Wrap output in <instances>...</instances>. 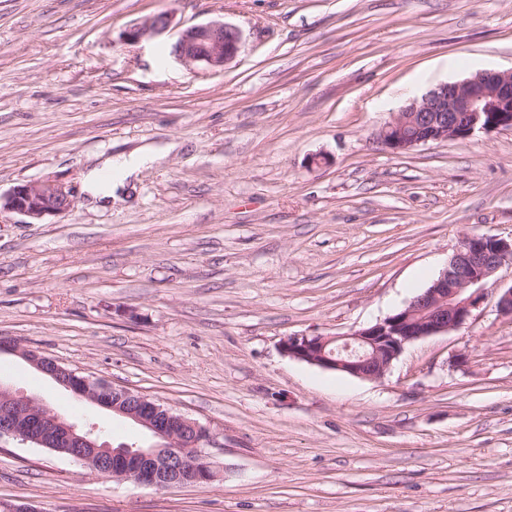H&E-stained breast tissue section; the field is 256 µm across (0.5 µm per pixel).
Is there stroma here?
<instances>
[{
    "label": "stroma",
    "mask_w": 512,
    "mask_h": 512,
    "mask_svg": "<svg viewBox=\"0 0 512 512\" xmlns=\"http://www.w3.org/2000/svg\"><path fill=\"white\" fill-rule=\"evenodd\" d=\"M171 13L164 37L125 33ZM222 20L224 69L166 44ZM512 69V0H0V338L205 427L216 473L156 490L0 439V504L37 512H512V265L469 320L378 379L288 357L403 309L464 236L512 238V131L395 154L409 98ZM179 142L125 202L85 203L101 156ZM0 383L112 444L132 423L0 353ZM73 191L52 182L26 183L9 193H0V211L8 210L38 222L48 216L69 212L74 206Z\"/></svg>",
    "instance_id": "stroma-1"
}]
</instances>
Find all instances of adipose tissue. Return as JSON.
<instances>
[{
	"mask_svg": "<svg viewBox=\"0 0 512 512\" xmlns=\"http://www.w3.org/2000/svg\"><path fill=\"white\" fill-rule=\"evenodd\" d=\"M177 142L171 141L164 146H140L130 153H122L101 161L86 175L83 190L91 207L107 208L118 201L120 192L132 185L140 172L160 162L177 149Z\"/></svg>",
	"mask_w": 512,
	"mask_h": 512,
	"instance_id": "adipose-tissue-1",
	"label": "adipose tissue"
}]
</instances>
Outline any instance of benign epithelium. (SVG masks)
<instances>
[{
    "mask_svg": "<svg viewBox=\"0 0 512 512\" xmlns=\"http://www.w3.org/2000/svg\"><path fill=\"white\" fill-rule=\"evenodd\" d=\"M171 16L161 13L129 30L128 41L167 31ZM239 29L212 20L183 29L170 54L187 66L222 69L237 56ZM512 129V70L483 71L459 82L442 83L421 100L411 102L379 132L394 153L421 144L469 137L477 131ZM73 191L52 182L26 183L0 194V211L19 213L33 222L69 212ZM512 260V240L471 234L451 257L433 285L398 313L347 336H290L283 350L290 357L361 379H377L414 341L461 327L479 307L496 272ZM12 352L80 399L131 421L151 438L147 446L105 440L94 427L86 429L34 397L13 392L0 383V438L7 436L40 448H56L97 473L116 480L162 489L191 478L213 477L204 446L207 430L150 397L110 385L61 366L57 361L1 340L0 353Z\"/></svg>",
    "mask_w": 512,
    "mask_h": 512,
    "instance_id": "obj_1",
    "label": "benign epithelium"
}]
</instances>
